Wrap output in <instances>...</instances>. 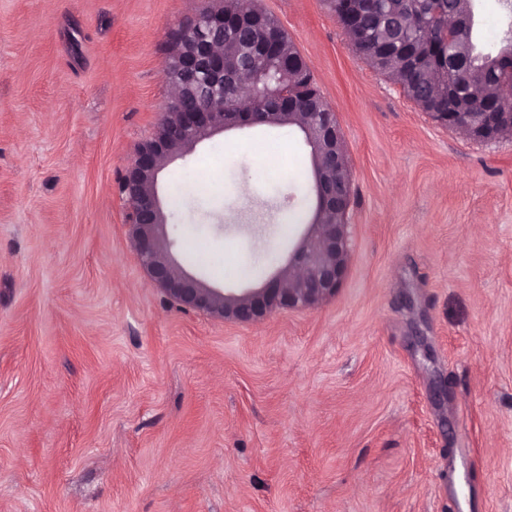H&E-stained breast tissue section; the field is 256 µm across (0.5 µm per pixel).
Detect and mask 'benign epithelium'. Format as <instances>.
<instances>
[{"instance_id":"7a95c632","label":"benign epithelium","mask_w":512,"mask_h":512,"mask_svg":"<svg viewBox=\"0 0 512 512\" xmlns=\"http://www.w3.org/2000/svg\"><path fill=\"white\" fill-rule=\"evenodd\" d=\"M375 0H338L336 17L344 31L358 29L363 14L372 10ZM245 19L234 13L208 12L193 20L198 49L182 59L180 68L192 73L204 70L217 91L224 90V74L228 65L212 42L213 32L234 30ZM248 91V111L234 113L199 111L184 107L178 113L176 128L167 135L152 136L135 149L120 182L132 210L128 232L135 245L140 265L147 277L165 294L184 308L207 313L239 324L265 320L280 310L311 309L336 296L342 288L351 258V239L347 214L351 204L352 183H335L322 173V163L341 169L347 167L343 134L336 114L326 112L312 127H302L313 154V187L317 213L339 214L336 224H320L314 220L305 230L288 262L279 267L258 288L226 290L210 286L201 277L184 270L175 259L168 235V224L156 190L161 157L172 162L190 153L184 146L189 139L199 144L218 133L241 127H255L258 97L248 82L238 83L235 102L241 103L242 90ZM463 100L448 94V110L430 112L432 119L443 126L463 132L472 139L495 140L512 127V99L488 103L478 112L467 111Z\"/></svg>"}]
</instances>
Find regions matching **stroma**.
<instances>
[{
    "instance_id": "stroma-1",
    "label": "stroma",
    "mask_w": 512,
    "mask_h": 512,
    "mask_svg": "<svg viewBox=\"0 0 512 512\" xmlns=\"http://www.w3.org/2000/svg\"><path fill=\"white\" fill-rule=\"evenodd\" d=\"M211 3L0 0V512H512V134L437 124L329 0L258 4L344 136L340 292L237 324L144 275L117 182L171 96L168 33ZM474 4L498 51L512 7ZM311 169L295 127L200 143L158 177L174 256L262 285L304 230L278 185L312 195Z\"/></svg>"
}]
</instances>
